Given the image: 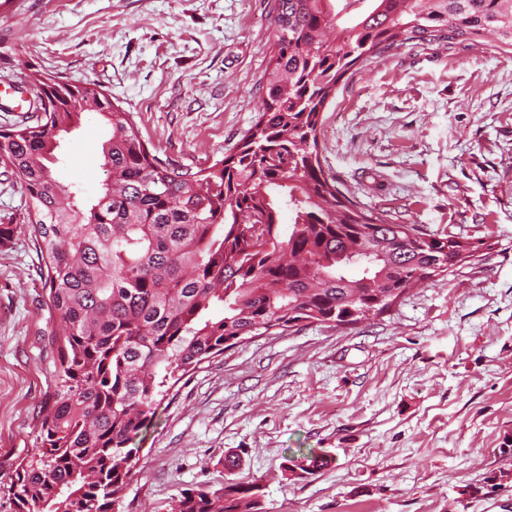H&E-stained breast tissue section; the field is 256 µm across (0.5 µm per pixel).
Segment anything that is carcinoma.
I'll list each match as a JSON object with an SVG mask.
<instances>
[{
	"instance_id": "obj_1",
	"label": "carcinoma",
	"mask_w": 512,
	"mask_h": 512,
	"mask_svg": "<svg viewBox=\"0 0 512 512\" xmlns=\"http://www.w3.org/2000/svg\"><path fill=\"white\" fill-rule=\"evenodd\" d=\"M271 13L257 118L211 165L160 160L93 81L32 77L43 112L0 132L58 320L55 390L9 487L16 512H117L158 397L227 340L302 321L356 324L458 267L457 237L415 240L414 225L342 194L325 176L318 127L359 62L413 43L512 48V0H271ZM87 112L108 126L93 201L51 167ZM329 462L299 451L282 469L302 478ZM261 497L260 484L229 479L181 491L170 512H260Z\"/></svg>"
}]
</instances>
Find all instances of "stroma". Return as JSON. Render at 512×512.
<instances>
[{
	"mask_svg": "<svg viewBox=\"0 0 512 512\" xmlns=\"http://www.w3.org/2000/svg\"><path fill=\"white\" fill-rule=\"evenodd\" d=\"M271 0H0V82L93 81L163 161L234 153L261 104ZM93 112L60 142L64 185L99 197ZM321 163L365 210L480 244L478 258L350 326L302 322L204 360L155 409L121 512L234 477L263 512H512V52L409 45L354 67L318 132ZM0 164V512L54 387L44 262ZM300 449L330 466L300 479ZM329 462L330 458L325 454H317L311 449L308 453H303L300 449L297 453L286 456L281 467L284 471L302 478L316 474V472L328 466Z\"/></svg>",
	"mask_w": 512,
	"mask_h": 512,
	"instance_id": "stroma-1",
	"label": "stroma"
}]
</instances>
